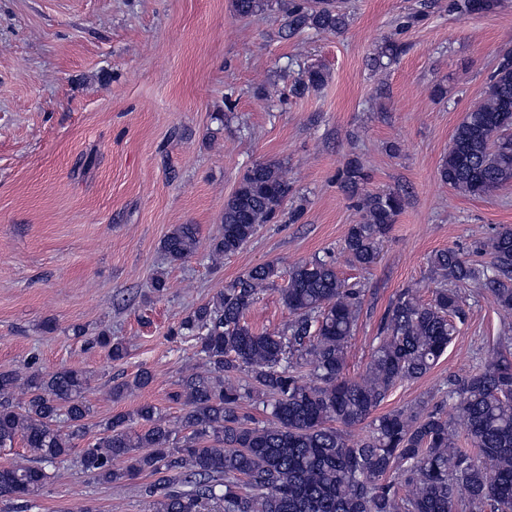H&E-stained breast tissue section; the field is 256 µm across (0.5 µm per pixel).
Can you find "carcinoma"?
I'll list each match as a JSON object with an SVG mask.
<instances>
[{
	"instance_id": "carcinoma-1",
	"label": "carcinoma",
	"mask_w": 512,
	"mask_h": 512,
	"mask_svg": "<svg viewBox=\"0 0 512 512\" xmlns=\"http://www.w3.org/2000/svg\"><path fill=\"white\" fill-rule=\"evenodd\" d=\"M498 0H451L461 18L490 13ZM288 32L343 31L349 16L340 0H287ZM322 70L308 67L294 91L320 87ZM512 51L502 54L484 96L457 126L438 173L442 182L483 196L512 180ZM355 191L366 179L358 164L341 175ZM288 178L275 163H258L224 201L221 235L210 253L218 261L240 251L262 224L271 222L288 195ZM356 206L362 221L350 225L345 251L353 265L369 268L403 206L396 192L368 193ZM197 228L179 224L162 249L172 262L196 251ZM490 260L472 262L451 249L431 257L450 283H474L512 316V227L495 230ZM280 271L273 263L252 267L197 307L171 333L193 341L205 370L181 379L180 428L152 404L88 423L89 377L78 369L26 375L0 371V448L20 438L30 452L23 462L0 467V496L28 512L51 481L56 465L76 457L94 481L112 484L141 473L158 476L142 487L152 512H512V361L498 353L481 368L448 378L467 448L440 409L417 407L373 413L398 384L422 378L437 364L458 332L464 310L454 288H438L423 302L402 292L389 306L365 371L346 375V353L357 326V292L344 287L334 263L321 258L288 271L282 301L292 320L280 332H257L246 314ZM93 343L112 359L126 345L102 331ZM244 372L249 385L232 380ZM141 370L132 382L112 387L121 396L152 383ZM259 394L273 422L259 425L239 413ZM371 419L359 441L344 429ZM124 463L123 467L116 462ZM406 488L399 495L389 480Z\"/></svg>"
}]
</instances>
